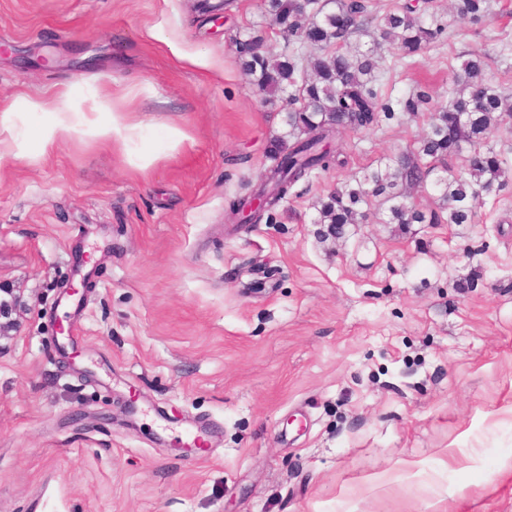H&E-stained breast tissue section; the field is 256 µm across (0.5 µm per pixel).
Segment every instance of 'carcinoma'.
<instances>
[{
  "label": "carcinoma",
  "mask_w": 512,
  "mask_h": 512,
  "mask_svg": "<svg viewBox=\"0 0 512 512\" xmlns=\"http://www.w3.org/2000/svg\"><path fill=\"white\" fill-rule=\"evenodd\" d=\"M266 11L278 34L293 44H310L321 53L299 51L272 54L260 35L247 34L251 52L238 58L243 71L259 91L288 95V139L269 153L276 179L274 202L289 194L300 181L319 170L340 167V154L327 153L325 144L342 130L359 132L378 126L396 112L431 114L428 131L413 151L382 159L376 167L354 178L316 202L318 224H359L362 205L376 199L383 224H469L477 207L498 194L505 183L504 160L488 150L468 159V176L448 169V156L463 144L476 145L489 137L504 113L512 115V101L484 77L482 53H471L452 79L446 106L432 104L428 90L417 87L404 97L382 100L371 84L379 71V57L349 45V38L372 27L380 38L404 56L421 53L442 32L436 14L424 17L417 6L395 4L382 16L368 9L366 0H267ZM487 0H458L457 12L473 20L487 14ZM448 203L447 215L424 213L408 202V191L427 185Z\"/></svg>",
  "instance_id": "1"
}]
</instances>
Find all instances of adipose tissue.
I'll list each match as a JSON object with an SVG mask.
<instances>
[{
	"instance_id": "obj_1",
	"label": "adipose tissue",
	"mask_w": 512,
	"mask_h": 512,
	"mask_svg": "<svg viewBox=\"0 0 512 512\" xmlns=\"http://www.w3.org/2000/svg\"><path fill=\"white\" fill-rule=\"evenodd\" d=\"M25 109L29 112H49L53 115L50 123L37 128L20 140L17 154L29 157L44 153L56 141L60 133L91 135L103 140L127 143L138 138L140 127L120 119L112 122H101L97 114L98 103H90L86 110L76 109L72 104L71 95L66 91L54 93L50 98H29L25 101Z\"/></svg>"
}]
</instances>
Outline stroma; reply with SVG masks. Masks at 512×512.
I'll use <instances>...</instances> for the list:
<instances>
[{
  "label": "stroma",
  "mask_w": 512,
  "mask_h": 512,
  "mask_svg": "<svg viewBox=\"0 0 512 512\" xmlns=\"http://www.w3.org/2000/svg\"><path fill=\"white\" fill-rule=\"evenodd\" d=\"M219 2L0 0V512H512V174L472 224H383L371 204L331 233L314 201L426 133L399 112L338 135L346 165L296 184L273 222L237 223L288 127L235 38L288 44L263 0L218 20ZM489 4L474 23L425 0L445 31L412 60L356 34L384 59L378 95L447 101L485 48L512 95V0ZM62 89L139 139L64 134L15 158L14 136L53 118L19 99ZM172 127L189 136L174 151ZM151 36L155 40H157L161 43H164L168 47V49L170 50L172 55H174L179 60H182V61L186 60L194 65L204 67V68H208L211 66V62H210L209 58L204 53H197L192 56L184 55L181 52L180 48L170 40V38L168 37V35L166 34V32L163 28H161V27L155 28L152 31Z\"/></svg>",
  "instance_id": "1"
}]
</instances>
